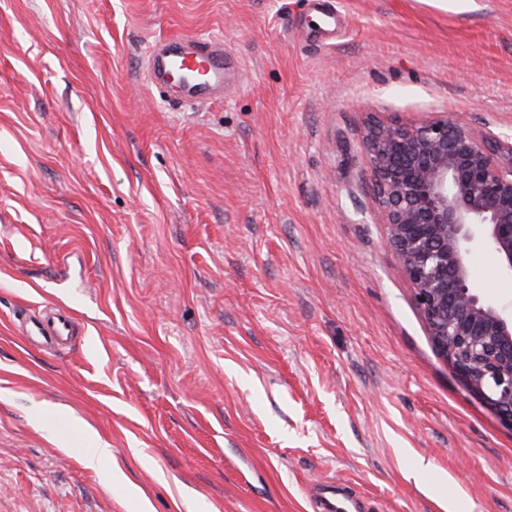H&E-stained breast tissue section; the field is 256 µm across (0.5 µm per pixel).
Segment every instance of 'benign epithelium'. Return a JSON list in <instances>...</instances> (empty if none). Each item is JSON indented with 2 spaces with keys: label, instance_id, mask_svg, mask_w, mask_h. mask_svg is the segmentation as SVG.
<instances>
[{
  "label": "benign epithelium",
  "instance_id": "1",
  "mask_svg": "<svg viewBox=\"0 0 512 512\" xmlns=\"http://www.w3.org/2000/svg\"><path fill=\"white\" fill-rule=\"evenodd\" d=\"M389 242L454 372L512 425V307L480 296L468 254L512 274V136L443 118L372 122L364 136Z\"/></svg>",
  "mask_w": 512,
  "mask_h": 512
}]
</instances>
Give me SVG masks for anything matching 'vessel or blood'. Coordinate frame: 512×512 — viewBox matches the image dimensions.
I'll return each mask as SVG.
<instances>
[{
  "mask_svg": "<svg viewBox=\"0 0 512 512\" xmlns=\"http://www.w3.org/2000/svg\"><path fill=\"white\" fill-rule=\"evenodd\" d=\"M182 39H167L153 43L147 55V77L150 83L166 81L176 64H183L191 76L185 90L189 101L203 104L214 97L217 88L224 84V74L231 59L223 44L199 39L193 52L182 50ZM20 326L35 342L60 346L76 334V325L69 312L43 310L23 318Z\"/></svg>",
  "mask_w": 512,
  "mask_h": 512,
  "instance_id": "1",
  "label": "vessel or blood"
}]
</instances>
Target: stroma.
I'll list each match as a JSON object with an SVG mask.
<instances>
[{
    "instance_id": "stroma-1",
    "label": "stroma",
    "mask_w": 512,
    "mask_h": 512,
    "mask_svg": "<svg viewBox=\"0 0 512 512\" xmlns=\"http://www.w3.org/2000/svg\"><path fill=\"white\" fill-rule=\"evenodd\" d=\"M172 36L237 81L148 86ZM444 115L512 135V0H0V512H512L373 204L368 122ZM50 306L56 350L17 330ZM186 40L178 37L153 43L147 55V77L151 84H159L181 63L191 75L184 89L188 100L203 104L213 99L215 90L223 86L226 67L233 61L224 51L223 43L213 40H195L194 51L187 54L182 51Z\"/></svg>"
}]
</instances>
